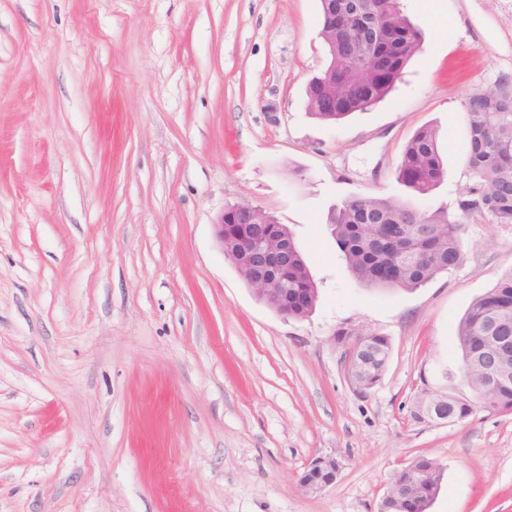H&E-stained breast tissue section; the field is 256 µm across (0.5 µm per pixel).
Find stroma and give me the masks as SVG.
<instances>
[{
  "label": "stroma",
  "instance_id": "obj_1",
  "mask_svg": "<svg viewBox=\"0 0 512 512\" xmlns=\"http://www.w3.org/2000/svg\"><path fill=\"white\" fill-rule=\"evenodd\" d=\"M423 42L378 105L309 113L320 0H0V512H378L420 455L429 512H512V413L470 397L456 329L512 270V226L465 219L462 263L414 290L358 286L327 223L403 196L406 142L438 131L447 207L469 182L465 99L512 81V0H402ZM232 203L293 232L309 317L260 302L220 250ZM390 344L367 395L338 329ZM341 463L303 493L310 461ZM341 469V463L331 456L314 458L299 479L302 490L307 494H318L332 486Z\"/></svg>",
  "mask_w": 512,
  "mask_h": 512
}]
</instances>
